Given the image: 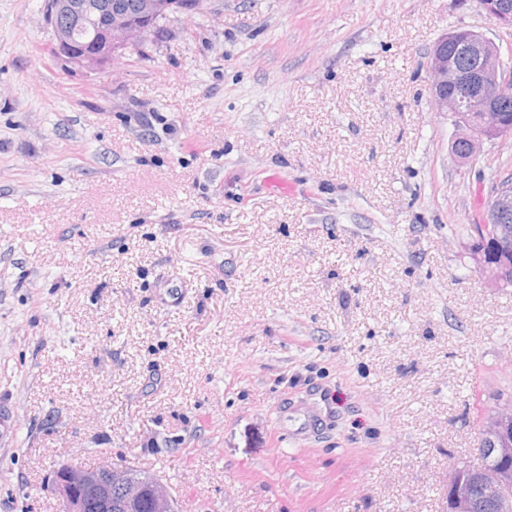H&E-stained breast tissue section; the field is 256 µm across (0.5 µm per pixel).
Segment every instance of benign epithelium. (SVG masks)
Listing matches in <instances>:
<instances>
[{"label":"benign epithelium","instance_id":"benign-epithelium-1","mask_svg":"<svg viewBox=\"0 0 512 512\" xmlns=\"http://www.w3.org/2000/svg\"><path fill=\"white\" fill-rule=\"evenodd\" d=\"M166 0H136L132 8L122 3L93 4L88 0H44V18L53 32V55L71 63L103 69L119 54L143 45L154 32L153 21L166 13ZM486 12L499 23L512 26V5L505 0H486ZM104 16L102 24L94 17ZM95 25L93 37L78 43L72 29ZM462 40L477 59L467 72L458 69L448 57V41ZM434 109L453 119L456 140L468 143V159L474 161L483 144L512 138V124L501 121L494 112L512 92V70L500 57L496 43L486 35L463 30L439 39L427 60ZM472 109L488 111L490 123L476 130L463 118ZM512 210V189L504 186L489 200L485 223L503 225L501 236L512 238L502 215ZM478 454L493 462V469L482 474L465 462L448 469L444 512H512V403L485 415L480 422ZM126 470L106 459L92 469L62 464L49 475L51 490L58 497L62 512H112V485L121 487L124 512H139L144 497L153 512H177L171 489L160 482L144 485L126 479Z\"/></svg>","mask_w":512,"mask_h":512}]
</instances>
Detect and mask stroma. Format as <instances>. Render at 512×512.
<instances>
[{"label": "stroma", "instance_id": "35a3bbf8", "mask_svg": "<svg viewBox=\"0 0 512 512\" xmlns=\"http://www.w3.org/2000/svg\"><path fill=\"white\" fill-rule=\"evenodd\" d=\"M479 0H208L96 70L0 0V512L123 461L179 512H442L512 398V287L427 56ZM285 180L275 190L268 176Z\"/></svg>", "mask_w": 512, "mask_h": 512}]
</instances>
